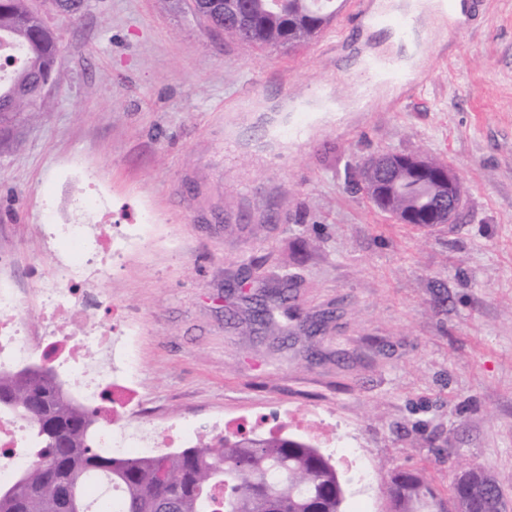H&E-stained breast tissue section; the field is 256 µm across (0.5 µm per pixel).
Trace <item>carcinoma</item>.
I'll use <instances>...</instances> for the list:
<instances>
[{
  "label": "carcinoma",
  "mask_w": 512,
  "mask_h": 512,
  "mask_svg": "<svg viewBox=\"0 0 512 512\" xmlns=\"http://www.w3.org/2000/svg\"><path fill=\"white\" fill-rule=\"evenodd\" d=\"M71 19L88 0H48ZM196 19L223 29L224 36L253 48L295 49L308 44L331 18L317 0H190ZM20 45L24 56L6 82L0 81V122L44 111L42 88L53 76L60 42L33 0H0V46ZM376 155L358 167L355 185L378 203L381 178ZM440 193L432 179L406 175L389 188L381 211L396 218L425 215ZM0 415L29 421L34 466L0 486V512H90L89 481L103 478L121 488L113 512H341V476L332 459L294 437L224 438L219 448H186L140 458L98 447L96 411L68 397L54 376H0ZM393 512H445L422 476L399 473L381 486ZM497 480L477 467L451 487L454 505L486 512Z\"/></svg>",
  "instance_id": "obj_1"
}]
</instances>
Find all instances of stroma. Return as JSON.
Segmentation results:
<instances>
[{
    "mask_svg": "<svg viewBox=\"0 0 512 512\" xmlns=\"http://www.w3.org/2000/svg\"><path fill=\"white\" fill-rule=\"evenodd\" d=\"M47 111L0 126V253L26 287L53 272L48 210L105 200L152 223L102 289L137 322L140 418L215 414L332 448L344 512H389L381 486L423 475L440 498L481 467L512 501V0L428 35L427 82L348 112L347 80L384 28L253 50L184 0H89L66 21ZM378 152L460 174L450 224H398L353 187ZM289 284L273 318L251 296Z\"/></svg>",
    "mask_w": 512,
    "mask_h": 512,
    "instance_id": "1",
    "label": "stroma"
}]
</instances>
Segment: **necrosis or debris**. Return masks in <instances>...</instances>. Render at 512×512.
<instances>
[{
  "label": "necrosis or debris",
  "mask_w": 512,
  "mask_h": 512,
  "mask_svg": "<svg viewBox=\"0 0 512 512\" xmlns=\"http://www.w3.org/2000/svg\"><path fill=\"white\" fill-rule=\"evenodd\" d=\"M38 230L55 258L51 278L39 281L36 290L44 327L33 326L23 290L8 273L11 261L0 254V373L13 371L35 351L63 366L64 391L98 409L105 424L99 445L115 454L147 457L196 438L207 447L218 445L229 431L223 419L203 435L189 423L151 424L127 413L141 383L134 321L103 299L99 282L147 240L150 225L128 224L115 233L99 224H42ZM33 446L26 420L0 418L1 485L32 465Z\"/></svg>",
  "instance_id": "obj_1"
}]
</instances>
